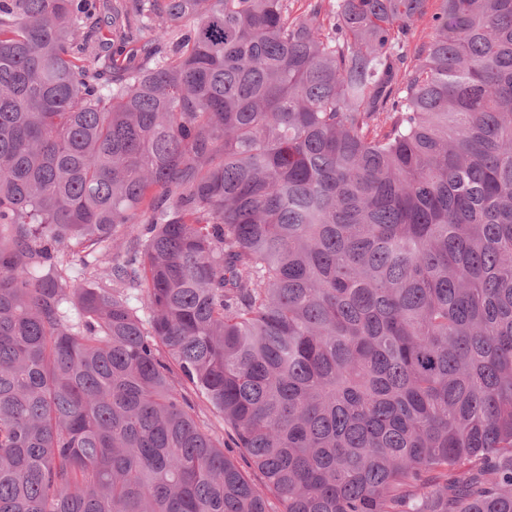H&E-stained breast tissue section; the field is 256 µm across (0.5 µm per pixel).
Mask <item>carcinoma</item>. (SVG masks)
<instances>
[{"instance_id": "1", "label": "carcinoma", "mask_w": 512, "mask_h": 512, "mask_svg": "<svg viewBox=\"0 0 512 512\" xmlns=\"http://www.w3.org/2000/svg\"><path fill=\"white\" fill-rule=\"evenodd\" d=\"M426 6L0 0V512H512V0ZM437 9L438 2L430 0L425 15L414 23L411 31V41L414 45L427 41L430 38L434 24L433 15L437 12Z\"/></svg>"}]
</instances>
